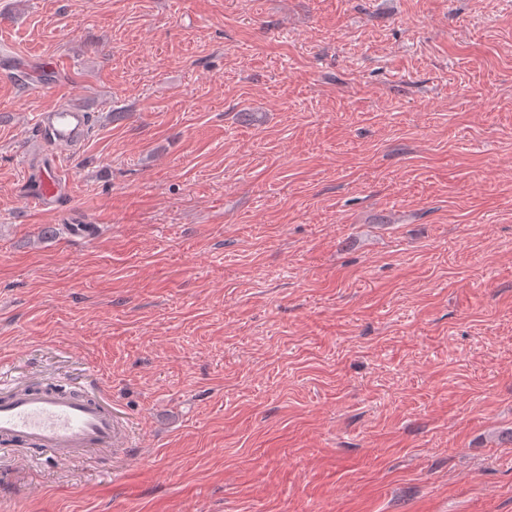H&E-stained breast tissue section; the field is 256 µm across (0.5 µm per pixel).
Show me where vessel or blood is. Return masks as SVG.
I'll return each mask as SVG.
<instances>
[{
	"label": "vessel or blood",
	"mask_w": 512,
	"mask_h": 512,
	"mask_svg": "<svg viewBox=\"0 0 512 512\" xmlns=\"http://www.w3.org/2000/svg\"><path fill=\"white\" fill-rule=\"evenodd\" d=\"M37 123L48 135L47 147L55 152L81 144L89 128L85 110L73 104L38 112ZM61 182L59 168H46L32 205L39 210L52 206ZM124 436L111 407L89 395L20 385L0 396L1 447L38 448L57 461L70 463L88 451L115 447Z\"/></svg>",
	"instance_id": "b4317fda"
}]
</instances>
